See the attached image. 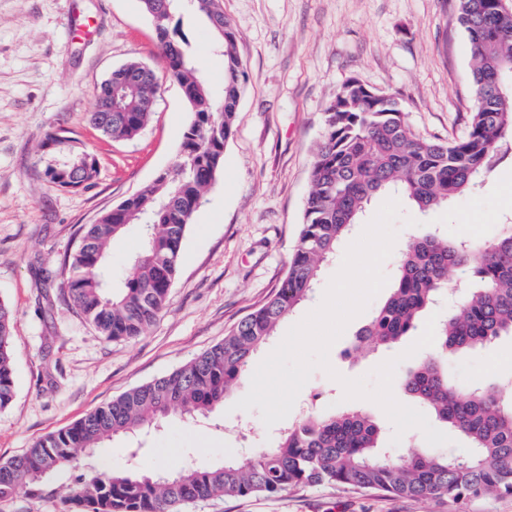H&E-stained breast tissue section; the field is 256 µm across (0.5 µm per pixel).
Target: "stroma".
<instances>
[{
    "label": "stroma",
    "instance_id": "35a3bbf8",
    "mask_svg": "<svg viewBox=\"0 0 512 512\" xmlns=\"http://www.w3.org/2000/svg\"><path fill=\"white\" fill-rule=\"evenodd\" d=\"M75 5L82 20L94 21L92 36L71 33ZM75 5L0 0V300L14 317L16 391L12 404L0 411V459L21 454L36 439L186 364L222 342L241 318L276 293L303 222L323 114L347 79L400 98L413 129L440 142L463 133L474 98L472 58L455 20L456 0H217L233 24L245 71L235 131L184 235L165 309L145 335L112 341L71 305L66 259L88 224L173 165L191 113L141 0ZM171 24L185 38L213 99L222 100L224 56L207 20L180 0ZM130 61L149 65L159 78L154 114L138 137L110 139L88 123L87 114L100 83ZM58 129L68 147L44 148L47 134ZM70 147L93 155L97 175L86 187L62 190L45 180L43 170ZM509 221L512 159L486 173L474 192L449 208L422 214L402 205L395 245L398 250L410 237L436 228L451 238H485ZM140 247L135 225L112 241L109 288L122 287ZM397 250L382 264L391 280ZM341 264L336 258L325 267L314 298L281 322L261 355L320 305ZM390 292L383 287L348 323L329 350L330 370L312 373L287 419L268 427L259 410L236 409L250 389L247 371L223 405L189 421L173 418L158 429L115 436L102 458L116 469L135 459L154 473L210 467L272 446L277 434L306 412L330 415L350 406L372 416L395 454L430 451L421 430L409 429L393 443L394 426L378 404L343 398L341 378L365 376L395 357L393 396L403 405H417L399 384L420 360L407 353L414 336L379 353L351 352L358 331ZM446 366L460 387L510 391L512 338L450 356ZM182 512H512V495L472 498L457 509L445 499L416 501L318 486L195 502Z\"/></svg>",
    "mask_w": 512,
    "mask_h": 512
}]
</instances>
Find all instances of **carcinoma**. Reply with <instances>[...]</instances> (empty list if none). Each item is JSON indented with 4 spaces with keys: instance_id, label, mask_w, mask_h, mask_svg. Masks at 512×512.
Returning a JSON list of instances; mask_svg holds the SVG:
<instances>
[{
    "instance_id": "1",
    "label": "carcinoma",
    "mask_w": 512,
    "mask_h": 512,
    "mask_svg": "<svg viewBox=\"0 0 512 512\" xmlns=\"http://www.w3.org/2000/svg\"><path fill=\"white\" fill-rule=\"evenodd\" d=\"M179 0H142L160 12L155 27L168 72L179 83L192 114L179 161L159 173L121 208L88 225L69 261L68 293L100 335L127 340L144 335L163 310L177 272L192 217L220 171L233 132L243 69L236 36L215 0H189L203 14L224 54V100H213L183 45L169 28ZM457 22L473 61V112L465 133L441 143L419 135L406 121L400 99L346 80L324 112L323 138L311 169L303 224L278 291L224 336L169 374L137 386L72 425L35 441L23 454L0 460V500L18 494L59 497L58 512H178L190 502L274 495L287 489L331 484L344 492L374 491L429 500L512 495V395L493 388L462 391L442 358L512 336V222L484 239L429 233L401 251L390 296L358 333L356 350L398 343L415 331L436 297L457 289L448 318L439 325L436 350L402 379V389L449 424L467 442L464 458L412 449L394 455L368 413H307L270 448L207 468L146 474L138 463L114 470L99 459L63 493L49 481L86 460L116 435L156 426L175 413L193 417L223 404L278 324L313 294L325 266L381 194L398 193L425 213L448 207L473 191L481 175L512 154V0H456ZM158 83L153 71L130 62L98 87L88 122L117 140L137 137L150 120ZM86 151L68 152L69 166L49 164L46 180L66 185L62 170L80 181ZM142 227V245L125 272L124 288L106 287L105 253L128 226ZM13 320L0 301V410L15 397Z\"/></svg>"
}]
</instances>
